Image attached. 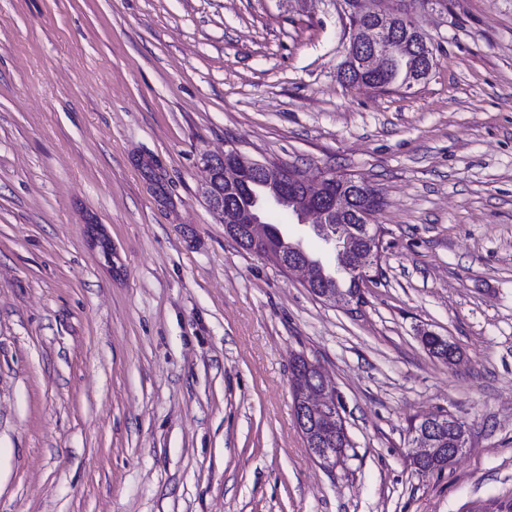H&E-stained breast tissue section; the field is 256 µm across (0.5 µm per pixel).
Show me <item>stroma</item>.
Here are the masks:
<instances>
[{
  "label": "stroma",
  "instance_id": "obj_1",
  "mask_svg": "<svg viewBox=\"0 0 512 512\" xmlns=\"http://www.w3.org/2000/svg\"><path fill=\"white\" fill-rule=\"evenodd\" d=\"M390 5L434 44L406 92L340 79L342 0H0V512H512V0ZM232 146L379 193L362 304L227 236L203 159ZM440 411L469 446L423 475ZM413 23H418L415 20H412L411 18H407V24L411 25ZM412 36L413 38L418 41L422 46L425 48V59L423 64L419 67V69L411 76L408 83L410 88L414 87L415 85L421 84L428 80L430 75L432 74V71L434 69V52H433V45L431 42V38L427 34V32L423 29L419 23L415 25L412 28ZM298 361H300V364L298 363ZM298 361L296 362V365L294 367V369H295V384L293 387V402H294L295 408L298 406V404L303 402V400L305 399V397L309 391H319L324 387L325 384H329L328 382H324L323 380L319 379L316 376L313 364H310L311 367L308 368V363L305 358L300 357L298 359ZM301 367L305 370V372H303ZM297 372H299V374L305 375V377L307 379L306 386L296 385V379L298 377ZM302 435L306 441L307 447L309 448L312 455L320 461V463L326 465L327 462H330L332 458L336 459V457H341V453L343 448L328 447V448H336V451H332L329 449L321 450L318 447V442L323 443L329 441V444L332 443V440H335L341 445H345V448H350V441L348 439V435L346 432V428L344 425V421L342 415L339 412V409L336 410V430H323L321 427H317L315 429L314 425L307 427L306 429H300ZM312 445L314 447L312 448ZM440 413L443 417L442 423L438 424L434 429L433 437L441 444V448H434L432 443L425 436V434L433 428L435 423L440 421V417H438L439 413H433L423 417V419L419 421L418 429L413 431V441L416 447L413 451L415 468L423 475L434 473L441 474L445 472L448 469V458L455 460L466 451L468 447L469 430L465 423H463L459 427L460 436L456 441L455 448L448 450L449 441L453 438L452 422L448 421V413Z\"/></svg>",
  "mask_w": 512,
  "mask_h": 512
}]
</instances>
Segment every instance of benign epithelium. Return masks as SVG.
Returning a JSON list of instances; mask_svg holds the SVG:
<instances>
[{
    "instance_id": "obj_1",
    "label": "benign epithelium",
    "mask_w": 512,
    "mask_h": 512,
    "mask_svg": "<svg viewBox=\"0 0 512 512\" xmlns=\"http://www.w3.org/2000/svg\"><path fill=\"white\" fill-rule=\"evenodd\" d=\"M353 15L365 16L370 19L367 25L348 28L349 43L346 58L341 66V73L345 74L357 69L359 56L356 46L361 42L373 46L382 45L386 52L373 54L367 61L368 69L381 71L386 68L389 58L403 57L407 54V42L397 40L392 35V27L399 21L400 16L384 7V0H372V6L366 10L358 7V2H351ZM412 36L425 48V59L419 69L409 79V86L421 84L428 80L434 69V52L431 38L419 24L412 28ZM224 184L228 190H236L251 181L257 172H263L275 179L280 186V192L274 196V206L289 205L299 223H312L313 229L319 231L327 224L336 225L338 240L336 245L340 253L347 257L344 268L361 281L367 276L369 269L374 266L378 257L376 245L378 241H370L365 245L357 243L356 235L350 225L346 224L345 215L348 204L340 193L336 192V181L329 179L324 172L308 175L295 170L286 169L277 164L262 163L243 154L238 148L232 147L224 153ZM214 210L223 219L225 231L228 236L239 235V229L246 227L255 238L264 236L266 219L263 212L246 208L233 201H224L214 207ZM288 272L305 274L306 287L316 284L317 271L314 267L300 261H290L285 265ZM363 292L351 290L330 292L327 288H318L314 296L322 301L343 300L351 305L358 301ZM336 403L335 391L326 389L321 393L313 394L306 402V408H323L325 405ZM440 421L438 414L433 413L419 421L418 429L414 434L413 459L415 468L423 474H441L448 469V460L460 456L469 442V430L466 425L459 427L460 436L455 447L451 449L435 448L426 438V434Z\"/></svg>"
}]
</instances>
